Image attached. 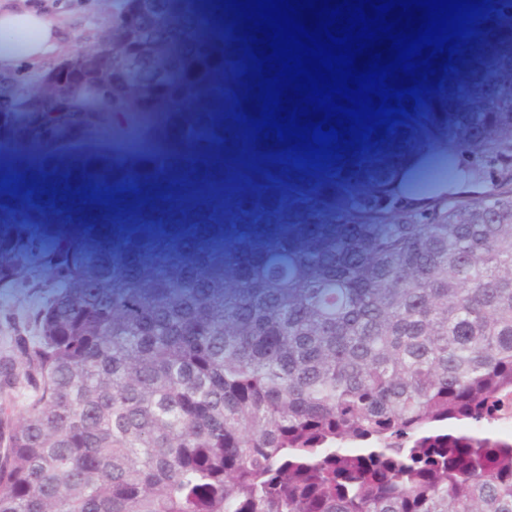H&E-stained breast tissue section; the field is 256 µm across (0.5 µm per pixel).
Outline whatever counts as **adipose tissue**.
Instances as JSON below:
<instances>
[{
  "mask_svg": "<svg viewBox=\"0 0 512 512\" xmlns=\"http://www.w3.org/2000/svg\"><path fill=\"white\" fill-rule=\"evenodd\" d=\"M63 18L26 0H0V70L22 61L34 66L55 56Z\"/></svg>",
  "mask_w": 512,
  "mask_h": 512,
  "instance_id": "ef3b65f1",
  "label": "adipose tissue"
}]
</instances>
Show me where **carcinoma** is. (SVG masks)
<instances>
[{
	"instance_id": "obj_1",
	"label": "carcinoma",
	"mask_w": 512,
	"mask_h": 512,
	"mask_svg": "<svg viewBox=\"0 0 512 512\" xmlns=\"http://www.w3.org/2000/svg\"><path fill=\"white\" fill-rule=\"evenodd\" d=\"M194 47L160 148L126 157L65 144L0 186V284L45 293L0 356V512H512V444L491 424L512 405V151L426 201L389 209L314 268L269 262L250 286L158 280L122 288L56 279V224L156 226L199 239L226 224H290L291 202L332 205L371 178L358 149L325 167L258 133L259 79L244 22ZM454 67L428 76L407 120L363 149L391 152L512 44V0H490ZM253 89H248V86ZM246 115L238 121L236 116ZM23 385L14 419L13 391ZM356 442L364 454L341 448Z\"/></svg>"
}]
</instances>
